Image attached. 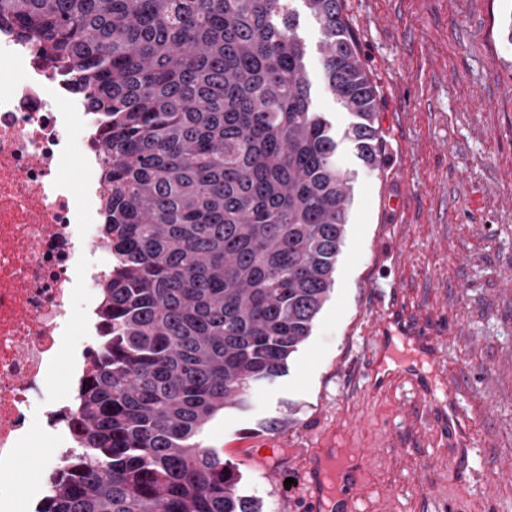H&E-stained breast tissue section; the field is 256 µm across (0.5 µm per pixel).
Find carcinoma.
I'll return each instance as SVG.
<instances>
[{
    "label": "carcinoma",
    "mask_w": 512,
    "mask_h": 512,
    "mask_svg": "<svg viewBox=\"0 0 512 512\" xmlns=\"http://www.w3.org/2000/svg\"><path fill=\"white\" fill-rule=\"evenodd\" d=\"M302 11L355 118L342 139L375 166L342 0H0V26L88 91L107 162L106 330L40 512H263L199 437L311 336L347 235L353 177L314 107Z\"/></svg>",
    "instance_id": "1"
}]
</instances>
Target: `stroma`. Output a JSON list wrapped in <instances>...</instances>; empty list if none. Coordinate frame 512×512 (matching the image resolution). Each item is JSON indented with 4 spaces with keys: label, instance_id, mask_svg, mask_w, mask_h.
<instances>
[{
    "label": "stroma",
    "instance_id": "35a3bbf8",
    "mask_svg": "<svg viewBox=\"0 0 512 512\" xmlns=\"http://www.w3.org/2000/svg\"><path fill=\"white\" fill-rule=\"evenodd\" d=\"M343 4L378 89L381 160L366 167L340 142L355 179L330 298L287 372L201 440L264 512H299L323 448L368 449L355 512H512V0ZM297 33L319 111L347 128L321 78L316 22L301 17ZM391 311L439 343L423 366L432 401L365 371L386 354L377 319ZM453 396L467 412L458 439L444 417ZM46 443L20 447L21 487L41 484Z\"/></svg>",
    "mask_w": 512,
    "mask_h": 512
}]
</instances>
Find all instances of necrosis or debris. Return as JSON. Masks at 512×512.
I'll return each mask as SVG.
<instances>
[{"label": "necrosis or debris", "instance_id": "1", "mask_svg": "<svg viewBox=\"0 0 512 512\" xmlns=\"http://www.w3.org/2000/svg\"><path fill=\"white\" fill-rule=\"evenodd\" d=\"M73 87L34 43L0 32V512H16V452L33 425L55 443L46 477L71 466V415L104 328L105 160L97 116ZM76 326L82 361L63 394L43 396Z\"/></svg>", "mask_w": 512, "mask_h": 512}]
</instances>
